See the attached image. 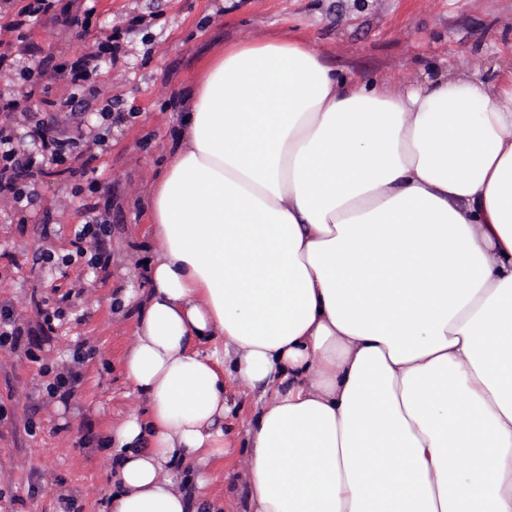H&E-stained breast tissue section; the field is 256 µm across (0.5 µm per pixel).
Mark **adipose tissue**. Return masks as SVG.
<instances>
[{
	"instance_id": "ef3b65f1",
	"label": "adipose tissue",
	"mask_w": 512,
	"mask_h": 512,
	"mask_svg": "<svg viewBox=\"0 0 512 512\" xmlns=\"http://www.w3.org/2000/svg\"><path fill=\"white\" fill-rule=\"evenodd\" d=\"M155 247L102 512H512V71L404 92L299 36L231 43L143 203ZM226 397L232 407V412L225 420V434L236 447H244V431L248 421L256 410V396L245 394L236 384L229 383Z\"/></svg>"
}]
</instances>
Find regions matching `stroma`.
<instances>
[{
  "label": "stroma",
  "mask_w": 512,
  "mask_h": 512,
  "mask_svg": "<svg viewBox=\"0 0 512 512\" xmlns=\"http://www.w3.org/2000/svg\"><path fill=\"white\" fill-rule=\"evenodd\" d=\"M95 7L90 28L75 15ZM140 18L123 33L134 44L95 78L103 98L118 100L108 147L95 144L97 105L82 117L86 143L72 173L45 167L27 208L0 201V310L19 315L22 334L0 346V512H100L112 487V455L100 438L145 400L126 381L122 353L133 338L134 313L117 318L112 300L133 285L135 260L147 238L139 206L172 157L178 114L203 61L223 44L284 34L304 36L339 73L387 80L398 90L422 82L432 68L474 73L512 67V0H59L31 29L39 50L29 70L78 57L105 39L119 20ZM27 114L0 112V127L24 137L36 121L50 134L67 130L63 110L29 100ZM109 223L108 273L77 256L74 228L87 215L80 187ZM68 256L58 266L35 263L39 252ZM60 309L46 325L42 311ZM94 355L78 365L79 381L52 395L61 363L79 342ZM232 407L225 432L243 446L255 397L228 384Z\"/></svg>",
  "instance_id": "obj_1"
}]
</instances>
